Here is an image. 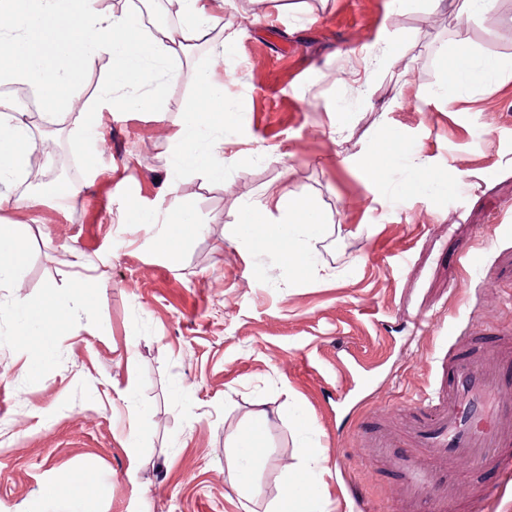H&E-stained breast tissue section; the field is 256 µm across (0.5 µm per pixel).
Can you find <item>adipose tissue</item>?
Instances as JSON below:
<instances>
[{
  "mask_svg": "<svg viewBox=\"0 0 512 512\" xmlns=\"http://www.w3.org/2000/svg\"><path fill=\"white\" fill-rule=\"evenodd\" d=\"M74 0H0V14L12 17L11 26L0 29V58L7 65L0 77L21 81L43 91H53L79 66L92 65L97 56L112 58V83L116 86L146 85L155 78L158 65L180 68L189 62L190 50L199 43L211 46L214 57H223V43L215 41L218 25L214 0H175L186 22L178 34L155 35L143 30L138 16L131 11L105 17L90 8L77 9ZM496 0H464L458 13L456 50L452 71L462 84L479 86L490 77L507 80L501 66L488 58L476 56L470 48L471 14L494 9ZM71 22L66 39L46 43L41 34L59 22ZM197 97L183 113L174 137L182 146L179 167L204 169L211 181L224 179V168L215 155L222 140H214L213 150L200 153L197 143L215 125L223 124L231 107L224 102V85L213 77L212 70L196 73ZM27 126L21 120L5 123L0 118V176L19 174L25 167L23 146ZM324 228L317 206L304 197L285 194L261 208H243L233 228L234 236L255 240L270 238L289 247L295 268L311 266L306 249L307 239L319 236ZM268 422L265 411L252 415L250 430L238 441V452L228 464L231 485L247 488L256 462L263 456L260 436ZM323 452L304 447L298 451L293 466L294 477L283 497L284 512H319Z\"/></svg>",
  "mask_w": 512,
  "mask_h": 512,
  "instance_id": "ef3b65f1",
  "label": "adipose tissue"
}]
</instances>
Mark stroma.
Masks as SVG:
<instances>
[{"mask_svg":"<svg viewBox=\"0 0 512 512\" xmlns=\"http://www.w3.org/2000/svg\"><path fill=\"white\" fill-rule=\"evenodd\" d=\"M224 9V180L178 170L173 134L193 70L152 85L162 114L100 103L108 56L61 94L93 105L95 135L42 101L34 144L66 150L79 195L28 206L0 182V220L21 233L0 288V512H267L303 443L330 469L323 512H399L397 480L356 435L361 419L423 402L455 336L512 330V80L454 83L457 10L426 0H234ZM475 52L512 65V0L469 22ZM394 152L381 182L363 156ZM295 193L319 208L314 267L229 230L240 210ZM196 225L159 247L176 206ZM155 211L138 224L135 213ZM480 255L464 270L460 255ZM88 277L100 288L79 297ZM62 305L44 335L22 309ZM301 403L310 427L288 414ZM269 421L253 490L227 460L252 413ZM80 506L50 496L61 474ZM469 512H512V482L462 474Z\"/></svg>","mask_w":512,"mask_h":512,"instance_id":"35a3bbf8","label":"stroma"}]
</instances>
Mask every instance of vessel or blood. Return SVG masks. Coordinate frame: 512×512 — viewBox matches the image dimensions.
Segmentation results:
<instances>
[{
	"mask_svg": "<svg viewBox=\"0 0 512 512\" xmlns=\"http://www.w3.org/2000/svg\"><path fill=\"white\" fill-rule=\"evenodd\" d=\"M456 337L437 371L433 390L400 426L379 418L367 438L371 461L401 487V512H457L460 472L512 477V334L475 349Z\"/></svg>",
	"mask_w": 512,
	"mask_h": 512,
	"instance_id": "obj_1",
	"label": "vessel or blood"
}]
</instances>
